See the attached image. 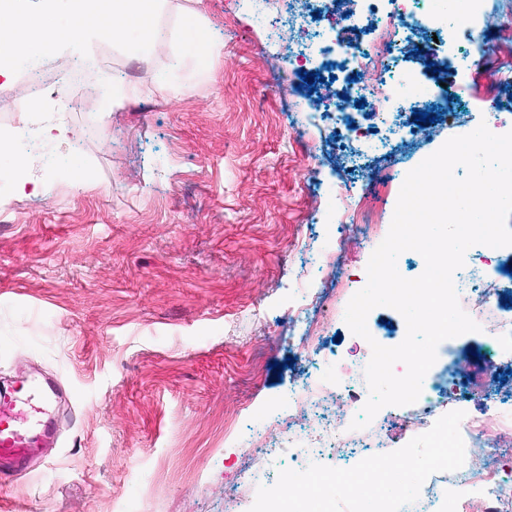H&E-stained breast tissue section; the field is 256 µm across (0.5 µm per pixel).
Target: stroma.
<instances>
[{"label":"stroma","mask_w":512,"mask_h":512,"mask_svg":"<svg viewBox=\"0 0 512 512\" xmlns=\"http://www.w3.org/2000/svg\"><path fill=\"white\" fill-rule=\"evenodd\" d=\"M195 10L224 45L211 79L188 58L168 88L155 80L165 58L105 44L99 69L136 86V99L106 118L85 82L68 86L62 118L97 185L72 190L46 163L33 171L53 184L43 198L0 181V387L52 380L59 394L57 438L29 475L0 484V512H238L249 457L272 445L267 416L327 356L368 354L344 320L348 301L367 283L404 172L461 133L443 127L401 155L374 205V233L320 223L318 180L357 192L370 163L342 168L332 129L309 126L304 93L265 90L282 55L246 0H168L162 32ZM506 75L504 52L464 77L472 123L488 115L486 86ZM339 237L346 250L327 263ZM301 271L312 292L347 282L306 347L288 333ZM451 356L473 367L465 412L502 405L512 416V348L496 351L478 332L447 339L426 383ZM241 406L239 437L225 442L224 416Z\"/></svg>","instance_id":"obj_1"}]
</instances>
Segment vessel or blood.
<instances>
[{"label":"vessel or blood","instance_id":"obj_1","mask_svg":"<svg viewBox=\"0 0 512 512\" xmlns=\"http://www.w3.org/2000/svg\"><path fill=\"white\" fill-rule=\"evenodd\" d=\"M51 405L50 394L42 387L23 400L0 395V482L21 475L27 460L53 437Z\"/></svg>","mask_w":512,"mask_h":512}]
</instances>
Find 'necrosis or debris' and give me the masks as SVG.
I'll list each match as a JSON object with an SVG mask.
<instances>
[{
  "mask_svg": "<svg viewBox=\"0 0 512 512\" xmlns=\"http://www.w3.org/2000/svg\"><path fill=\"white\" fill-rule=\"evenodd\" d=\"M266 17L276 20L274 35L288 46V63L293 68L317 69L323 76L324 91L315 98L319 112L336 129L339 139L335 153L343 167L358 159L377 157L387 163L388 154L380 150L378 133L363 124H352L358 101L380 126H387L394 105L405 100L432 104L445 124L459 123V110L453 100L435 96L420 82L414 71L404 68L402 59L410 46L428 41L427 54L448 72L458 70L455 43L467 40L469 53L477 65H484L490 48L512 43V0H470L471 12H483L493 20L490 31L472 38L469 29L459 25L457 0H262ZM289 12L295 23L282 26L278 19ZM349 77L347 91L337 90L334 77ZM317 199H329L323 218L329 224H367L371 212L352 207L344 185L319 189ZM336 378L310 379L289 394L288 407L269 420L266 428L274 445L256 454L246 470L245 486L254 490L260 477L273 469L281 455V445L295 448L296 468L314 463L326 450L341 455L360 448L386 447L387 441L375 430L351 429L356 406L363 395L364 363L333 362ZM464 372L455 360L442 368L435 387L415 410L424 420L437 407L456 410ZM334 406L333 420L321 416V408ZM507 464L488 459L481 470H455L437 473L426 482L417 500L401 512H436L440 488H447L456 512H512V495L501 492L500 472Z\"/></svg>",
  "mask_w": 512,
  "mask_h": 512,
  "instance_id": "1",
  "label": "necrosis or debris"
}]
</instances>
